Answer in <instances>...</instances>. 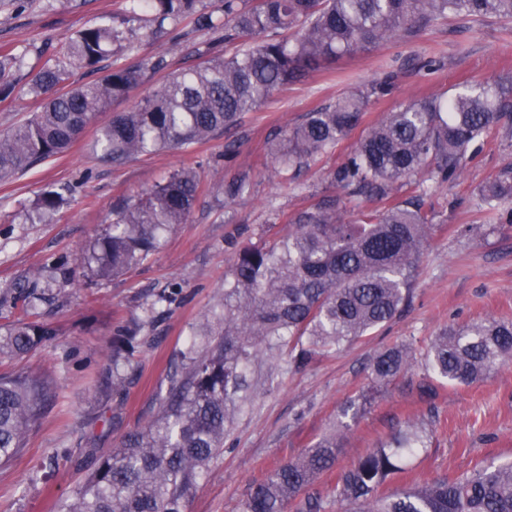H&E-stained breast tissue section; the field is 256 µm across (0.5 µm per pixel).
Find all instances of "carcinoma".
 <instances>
[{"instance_id":"obj_1","label":"carcinoma","mask_w":512,"mask_h":512,"mask_svg":"<svg viewBox=\"0 0 512 512\" xmlns=\"http://www.w3.org/2000/svg\"><path fill=\"white\" fill-rule=\"evenodd\" d=\"M119 21H101L75 32L60 50L31 73L30 93L43 107L13 132L0 136V180L64 154L95 115L113 98L127 97L142 80L140 67H115L103 79L69 83L72 69H94L121 49L141 14L151 16L154 34L188 17L212 35V46L236 43L237 52L212 55L166 79L127 112L100 127L93 149L114 165L163 148L187 149L234 128L241 115L259 110L273 90L294 83L324 61L369 52L395 37L411 38L433 22L453 17L472 22L512 21V0H224L219 18L201 13L199 0H131ZM21 59L0 53V99L16 86ZM433 57L392 59L382 77L351 88L327 106L276 137L272 162L286 171L336 147L357 127L373 97L393 93L408 69L433 71ZM512 140V74L491 82L399 103L358 139L328 179L342 194L325 196L298 212L288 236L272 244L241 248L224 297L179 353L157 417L126 436L122 447L102 456L85 483L60 503V512H184L211 460L224 451L246 390L245 371L262 350L290 348V362L305 366L319 352L336 351L390 322L408 303L430 219L411 196L382 210L362 209L363 200H383L426 169L438 183L461 174L470 148L492 131ZM201 176L186 167L167 176L113 212L112 224L81 256L86 271L112 278L140 265L157 250L163 234L185 224L198 201ZM238 174L224 182L227 199L249 193ZM491 211L508 207L512 223V163L478 190ZM355 203L357 217L346 218ZM63 193L42 191L33 204L50 218ZM174 286L155 295L141 314L116 335L112 349V391L129 380L127 348L152 325L161 307L177 300ZM41 293L22 295V315L0 325V356L18 357L55 336L29 320ZM512 360V322L487 320L443 329L421 360L426 380L420 397L433 394L431 379L469 385ZM415 366L413 348L395 346L369 366L371 387L347 401L336 431L301 456L274 469L254 485L241 512H324L322 497L309 492L342 452L349 421L363 413L378 388L406 376ZM57 397L46 373L0 374V466L25 447L29 433ZM432 428L421 419L395 429L357 462L339 470L333 488L338 512H512V462L479 464L457 477L440 474L400 492L381 487L405 471L427 448Z\"/></svg>"}]
</instances>
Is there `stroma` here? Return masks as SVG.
<instances>
[{"label":"stroma","mask_w":512,"mask_h":512,"mask_svg":"<svg viewBox=\"0 0 512 512\" xmlns=\"http://www.w3.org/2000/svg\"><path fill=\"white\" fill-rule=\"evenodd\" d=\"M129 7L130 0H0V47L26 52L14 92L0 101V135L41 108V99L28 90L29 71L75 31L121 18ZM209 41V33L189 19L161 38L140 22L117 56L103 59L97 70H75L71 82L101 79L116 66L146 65L130 98L111 102L99 114L104 123L169 75L197 64ZM429 56L440 60V69L430 75L407 72L391 95L371 100L359 131L398 102L512 73V22L439 20L416 37L324 63L301 81L276 89L260 111L244 114L230 131L186 150L115 166L91 152L96 131L91 125L64 156L0 182V303L37 284L46 297L40 319L56 332L51 343L21 358H0V372L48 371L59 387L23 453L0 467V512H58L60 499L78 489L93 458L120 447L126 432L157 416L183 341L223 295L237 251L287 235L295 213L332 194L328 170L345 159L351 141L282 177L274 173L268 153L275 132L299 125L307 112L335 102L346 89L372 83L392 58ZM157 60L162 68L151 69ZM230 144L236 156L228 163L224 151ZM510 162L512 141L493 133L477 143L456 181L438 184L416 174L425 186L421 200L433 227L409 307L384 327L340 351L316 355L299 369L289 367L287 351L258 353L247 369L253 399L236 415L223 453L210 462L185 512H240L252 485L331 431L341 406L368 389V365L379 352L401 344L423 351L449 325L512 320V224L489 219L476 195L480 184ZM188 165L198 166L202 175V193L188 222L166 232L159 249L136 268L108 280L83 276L79 257L107 230L113 210ZM234 172L249 176L251 190L228 201L222 187ZM60 185L74 186L71 202L51 222L26 221L24 213L37 195ZM172 286L181 288V296L142 334L129 384L123 394H113L117 328L139 315L151 294ZM436 387L429 402L420 400L416 381L407 378L382 388L375 404L346 431L339 466L355 462L410 415L432 420V442L389 491L441 473L457 476L481 462L512 461V362L470 385L440 381ZM57 449L69 450V458L60 460L52 477L32 483L33 471Z\"/></svg>","instance_id":"obj_1"}]
</instances>
